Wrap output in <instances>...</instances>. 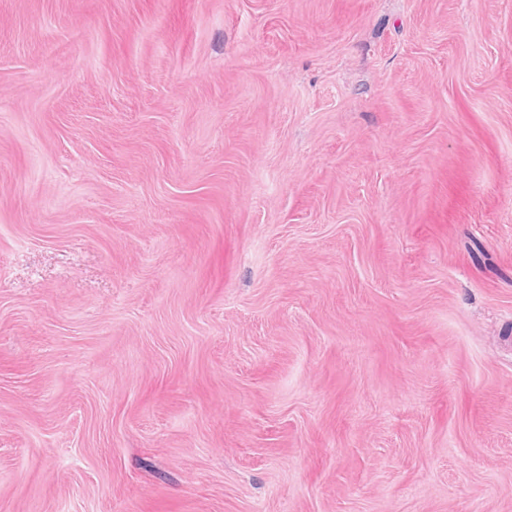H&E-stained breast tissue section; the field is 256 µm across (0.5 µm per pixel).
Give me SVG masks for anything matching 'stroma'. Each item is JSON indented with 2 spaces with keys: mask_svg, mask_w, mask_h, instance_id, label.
Listing matches in <instances>:
<instances>
[{
  "mask_svg": "<svg viewBox=\"0 0 512 512\" xmlns=\"http://www.w3.org/2000/svg\"><path fill=\"white\" fill-rule=\"evenodd\" d=\"M0 512H512V0H0Z\"/></svg>",
  "mask_w": 512,
  "mask_h": 512,
  "instance_id": "stroma-1",
  "label": "stroma"
}]
</instances>
